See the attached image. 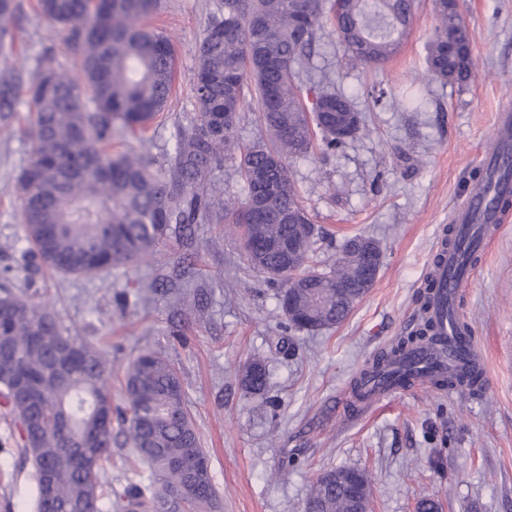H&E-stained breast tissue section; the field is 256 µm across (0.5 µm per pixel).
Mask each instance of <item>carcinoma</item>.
<instances>
[{
  "mask_svg": "<svg viewBox=\"0 0 512 512\" xmlns=\"http://www.w3.org/2000/svg\"><path fill=\"white\" fill-rule=\"evenodd\" d=\"M161 0H37V8L66 32L65 49L79 59L78 75L62 69L32 72L9 64L19 0H0V131L12 122L25 94L33 118L25 130L30 159L17 177L20 220L33 255L64 274L94 276L151 254L171 225L187 230L204 220L232 215L242 230L250 270L281 289L285 264L279 246L299 235L300 268L313 252L314 225L300 205L288 162L312 147V125H320L321 149L334 153L366 130L356 116L345 139L336 138L333 112H353L341 93L321 90L312 110L302 103L301 69L307 65L317 31L330 21L348 59L366 67L385 64L399 51L415 16L416 0H222L198 47L199 66L192 88L199 115L178 129L175 156L156 165L147 152L146 133L164 111L175 78L169 39L150 26ZM436 23L427 43L428 75L443 84L467 83L474 72L471 32L458 0H432ZM256 109L267 139L235 146L240 113ZM139 140L136 151L112 148L115 137ZM226 161L235 163L245 196L230 203L207 195L200 178ZM341 257L328 272H316L294 294L288 326L317 332L343 322L364 295L360 254L350 240L337 245ZM357 286L350 303L336 299V282ZM437 329L422 321L409 336L376 355L355 386L372 373L396 364ZM17 352L0 364L4 406L19 432V467L31 468L36 512H43L41 475H55L56 512H160L178 496V512H207L215 490L210 469L192 478L174 467L194 464L204 453L185 404L181 378L166 358L146 352L124 372L132 453L147 462L155 480L131 482L105 492L102 462L112 451V422L101 425L96 406L112 405L104 375L107 361L69 335L48 308L4 290L0 296V337ZM43 397L35 408L15 394L16 379ZM264 361L253 359L241 372V385L259 394L268 385ZM317 479L307 500L309 512H352L356 496L371 495L368 475L358 469L331 471Z\"/></svg>",
  "mask_w": 512,
  "mask_h": 512,
  "instance_id": "carcinoma-1",
  "label": "carcinoma"
}]
</instances>
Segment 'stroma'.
Masks as SVG:
<instances>
[{
	"label": "stroma",
	"mask_w": 512,
	"mask_h": 512,
	"mask_svg": "<svg viewBox=\"0 0 512 512\" xmlns=\"http://www.w3.org/2000/svg\"><path fill=\"white\" fill-rule=\"evenodd\" d=\"M219 0H162L155 24L177 53L176 77L150 153L166 164L178 125L197 114L191 87L197 47ZM16 66L78 71L65 33L22 0ZM472 33L475 70L466 87L426 79V44L435 25L421 0L399 53L378 68L348 64L336 32L317 33L300 79L304 103L329 87L350 98L370 132L333 155L312 147L292 160L291 181L316 228L335 239L313 267L327 271L335 245L362 234L377 241L382 263L364 298L339 325L283 331L278 290L245 268L242 242L227 220L194 227V246L169 236L140 263L96 276L55 272L31 255L20 222L16 177L29 161L23 134L30 107L20 103L13 132L0 133V282L57 312L64 329L108 360L113 408H125L124 371L140 352L168 358L208 456L217 512H304L317 477L357 468L372 477L373 512H417L422 497L439 512H512V220L479 256L459 308L484 355L490 384L476 394L413 388L372 404L349 390L359 371L416 325L417 293L449 213L475 183L481 155L496 147L498 112L512 105V0H461ZM419 85L413 111L384 101ZM192 255L187 288L160 280ZM265 361L264 395L240 384L243 364ZM105 474L113 490L147 479L121 426ZM17 427L0 405V512H33L35 481L16 472Z\"/></svg>",
	"instance_id": "stroma-1"
}]
</instances>
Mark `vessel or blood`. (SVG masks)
I'll list each match as a JSON object with an SVG mask.
<instances>
[{"label":"vessel or blood","mask_w":512,"mask_h":512,"mask_svg":"<svg viewBox=\"0 0 512 512\" xmlns=\"http://www.w3.org/2000/svg\"><path fill=\"white\" fill-rule=\"evenodd\" d=\"M493 136L497 150L482 160L489 180L475 184L465 201L453 209L451 222L456 229V242L449 245L438 241L427 270L434 289L422 316L435 324L439 339L436 346L425 345L420 349L425 372L414 381L419 385L431 384L437 375L450 371L468 375L480 364L475 342L465 327L455 300L474 275L469 253L484 251L505 218L504 213L488 209L490 190L506 194L512 192V182L499 180L496 171L499 156L512 152V122L501 121Z\"/></svg>","instance_id":"b4317fda"}]
</instances>
